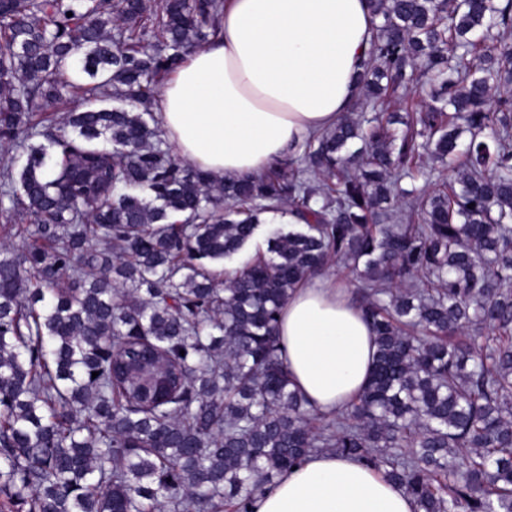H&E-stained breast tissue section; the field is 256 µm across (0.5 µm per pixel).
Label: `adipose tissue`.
<instances>
[{"mask_svg": "<svg viewBox=\"0 0 512 512\" xmlns=\"http://www.w3.org/2000/svg\"><path fill=\"white\" fill-rule=\"evenodd\" d=\"M371 23L368 0H225L217 36L156 98L166 140L218 180L268 169L349 110ZM278 335L292 386L315 411L343 410L368 385L374 334L335 275L290 291ZM415 510L403 486L332 451L308 456L253 502V512Z\"/></svg>", "mask_w": 512, "mask_h": 512, "instance_id": "1", "label": "adipose tissue"}]
</instances>
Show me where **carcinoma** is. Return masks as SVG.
Instances as JSON below:
<instances>
[{"label":"carcinoma","instance_id":"1","mask_svg":"<svg viewBox=\"0 0 512 512\" xmlns=\"http://www.w3.org/2000/svg\"><path fill=\"white\" fill-rule=\"evenodd\" d=\"M370 9L350 110L216 182L152 107L224 0H0V145L25 156L0 223H27L0 243V512H251L322 448L418 512H512V0ZM264 212L293 225L218 288ZM335 263L376 364L320 415L277 325Z\"/></svg>","mask_w":512,"mask_h":512}]
</instances>
